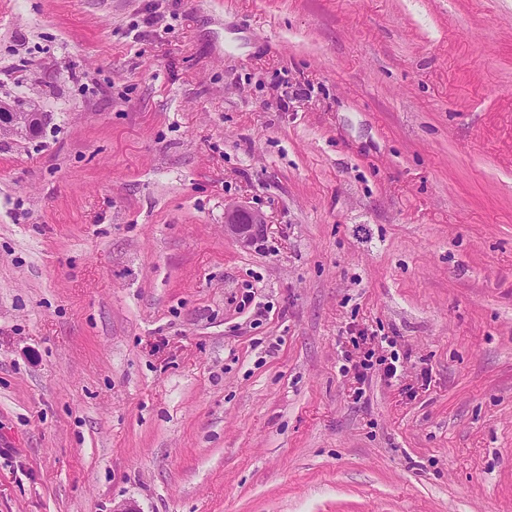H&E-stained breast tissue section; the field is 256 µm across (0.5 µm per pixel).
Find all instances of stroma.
Wrapping results in <instances>:
<instances>
[{
    "label": "stroma",
    "instance_id": "1",
    "mask_svg": "<svg viewBox=\"0 0 512 512\" xmlns=\"http://www.w3.org/2000/svg\"><path fill=\"white\" fill-rule=\"evenodd\" d=\"M18 100L0 512H512V0H0ZM225 226L238 238L248 240L268 226L265 217L238 203L225 208ZM375 355V349H368L354 365L357 381L364 383L376 370H382L384 377L389 380L398 377V365L396 364L399 359L398 356H394L388 361V358L384 356L375 357Z\"/></svg>",
    "mask_w": 512,
    "mask_h": 512
}]
</instances>
